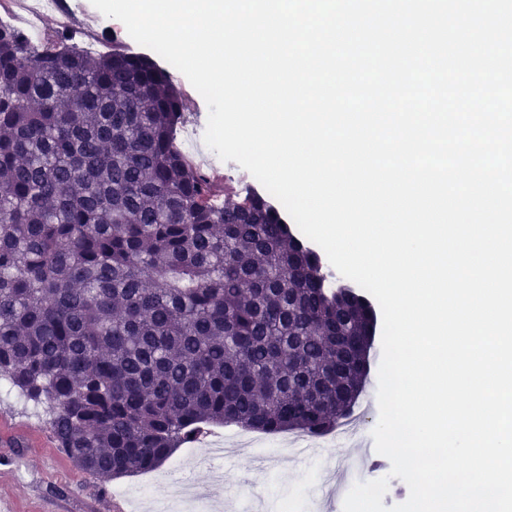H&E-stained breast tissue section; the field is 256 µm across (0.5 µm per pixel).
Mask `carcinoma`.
<instances>
[{
	"label": "carcinoma",
	"mask_w": 512,
	"mask_h": 512,
	"mask_svg": "<svg viewBox=\"0 0 512 512\" xmlns=\"http://www.w3.org/2000/svg\"><path fill=\"white\" fill-rule=\"evenodd\" d=\"M182 116L150 60L0 23V378L102 481L210 426L328 432L369 368L370 302L191 165Z\"/></svg>",
	"instance_id": "carcinoma-1"
}]
</instances>
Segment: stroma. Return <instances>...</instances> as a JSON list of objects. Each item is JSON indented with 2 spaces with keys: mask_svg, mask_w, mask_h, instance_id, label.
I'll return each instance as SVG.
<instances>
[{
  "mask_svg": "<svg viewBox=\"0 0 512 512\" xmlns=\"http://www.w3.org/2000/svg\"><path fill=\"white\" fill-rule=\"evenodd\" d=\"M0 418L19 426L18 434L0 435V498L11 502L14 512H114L115 502L134 506L144 497L163 495V482L174 466L186 467L188 475L206 485L213 499L227 512H251L245 489L255 490L262 512H323L321 476L324 470L339 471L346 485L364 482L386 465L370 434L378 416L369 413L361 424L364 445L342 442L318 453L298 454L280 445L277 435H263L253 448L227 447L222 459H211L208 448H179L158 469L152 486L142 474L104 483L74 469L55 446L46 416L38 413L16 391L0 380ZM224 471L223 482L211 479L212 468Z\"/></svg>",
  "mask_w": 512,
  "mask_h": 512,
  "instance_id": "35a3bbf8",
  "label": "stroma"
}]
</instances>
